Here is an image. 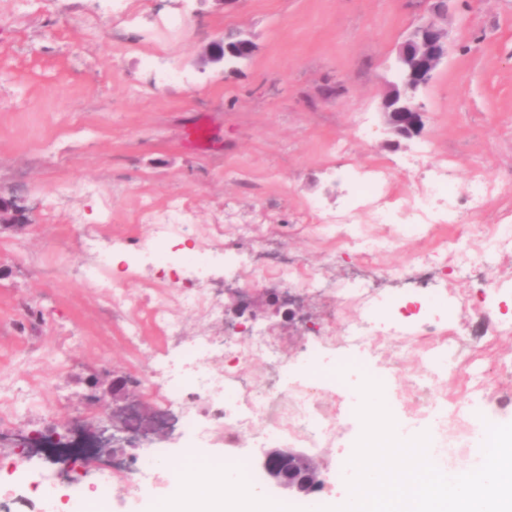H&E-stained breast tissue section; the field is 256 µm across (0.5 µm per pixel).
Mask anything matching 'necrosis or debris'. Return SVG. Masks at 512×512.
Instances as JSON below:
<instances>
[{
	"label": "necrosis or debris",
	"mask_w": 512,
	"mask_h": 512,
	"mask_svg": "<svg viewBox=\"0 0 512 512\" xmlns=\"http://www.w3.org/2000/svg\"><path fill=\"white\" fill-rule=\"evenodd\" d=\"M454 172L455 161L449 156L436 164L419 166L413 191L393 196L388 191V170L376 167L357 185L359 207L350 206L341 214L325 217L310 203L299 221L322 225L325 236L339 244L349 242L345 227L354 223L358 211L372 224L413 225L425 243L406 267L414 287L440 289L451 305L463 308L469 302L467 292L449 287L441 280V273L456 267L481 275L490 259L512 252V227L482 230L481 253L472 255L468 242L455 236L454 227L465 215L477 213L500 196L507 184L485 168L476 167L470 172L469 192L458 195L452 190ZM193 213L191 202L173 198L162 206L143 204L138 219L150 224L159 247H166L174 234L189 229L204 250L222 249L224 226L233 222V212L225 211L223 222L207 227L194 223ZM391 245L388 238L365 239L355 272L339 281L324 269L308 268L297 255L277 249L262 234L260 225L247 224L237 240L238 259L222 282H213L206 267L199 266L192 273L195 287H179L177 275L166 274L160 284L140 291L117 287L103 267L94 286L106 298L113 318L121 321V341L129 349L137 351L144 344L143 325L137 318L143 311L163 344L180 347L178 359L162 360L137 377L161 414L178 411L201 440L212 429H219L228 448L237 447L248 434L263 443L282 439L292 448H321L336 436L334 421L314 388L306 381L288 378V347L275 330L244 317L225 318L228 290L247 282L269 283L287 297L318 295L365 311V318L348 325L342 340L326 338L323 346L332 348L340 343L351 353L379 357L384 348L409 345L410 358L397 359L395 365L401 371L408 370L413 361L421 367L410 406L411 424L430 423L432 455L438 463H452L460 449L476 443L477 427L466 414L449 407L436 386L450 375L469 393L477 391L480 383L467 371L470 360L461 353L459 332L450 316L423 307L417 300L382 295L378 283L389 275L382 258ZM190 317L219 323L222 335L186 336L184 322ZM254 360L260 363L256 372L248 368ZM111 439L112 425L104 420L93 434L73 427L45 438L39 448L44 459L33 482V493H26L20 485L0 486V512H61L50 499L63 477L56 469L63 455L80 459L85 477L93 483L117 482L125 486L128 496L140 498L161 476L143 463L137 440L125 443L116 461L100 462L98 444Z\"/></svg>",
	"instance_id": "4bbe7bcc"
}]
</instances>
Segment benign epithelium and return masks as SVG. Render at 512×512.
Returning a JSON list of instances; mask_svg holds the SVG:
<instances>
[{
	"label": "benign epithelium",
	"mask_w": 512,
	"mask_h": 512,
	"mask_svg": "<svg viewBox=\"0 0 512 512\" xmlns=\"http://www.w3.org/2000/svg\"><path fill=\"white\" fill-rule=\"evenodd\" d=\"M445 31L437 19H422L397 53L398 83L386 94L384 101L394 100L399 106L384 112L391 133L410 139L423 126L422 107L416 102L419 90L429 84L435 71L447 56ZM202 64H224V46L213 43L200 55ZM25 230L20 206L13 199L0 197V229ZM112 428L132 432L148 443L170 438L172 428L159 423L154 407L136 391V382L125 375L112 378ZM261 467L266 473L265 491L293 497L310 498L323 491L325 478L320 463L306 452L294 448H269L264 452Z\"/></svg>",
	"instance_id": "7a95c632"
}]
</instances>
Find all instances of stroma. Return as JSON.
I'll list each match as a JSON object with an SVG mask.
<instances>
[{
  "label": "stroma",
  "instance_id": "stroma-1",
  "mask_svg": "<svg viewBox=\"0 0 512 512\" xmlns=\"http://www.w3.org/2000/svg\"><path fill=\"white\" fill-rule=\"evenodd\" d=\"M436 0H0V197L23 198L25 232L0 233V385L45 380L46 399L62 395L55 420L12 416L32 434L64 430L75 418L105 416L111 398L89 404L83 380L39 367L41 351H65L76 365L122 372L129 353L92 288L94 255L84 232L96 230L106 253H123L120 285L146 288L170 260L123 251L144 201H197L194 221L213 223L232 205L237 224L263 231L309 266L324 260L320 229L297 223L306 202L326 214L345 209L342 175L388 166L395 190L410 186L401 161L422 146L458 156L455 187L465 192L473 166L512 182V0H446L448 58L421 91L424 128L396 139L382 101L395 81V53ZM236 30L255 50L234 67H200L201 48ZM206 128L197 141L193 132ZM348 151L335 153L337 139ZM77 208L82 221L47 216V202ZM354 233L392 237L383 262L403 267L422 242L401 224H356ZM448 284L475 303L459 329L477 350L471 371L481 390L439 384L449 402L478 407L487 422L512 423V338L482 352L478 283L448 270ZM336 439L314 449L326 480L320 498L337 506L346 486L359 423L348 394L326 383Z\"/></svg>",
  "mask_w": 512,
  "mask_h": 512
}]
</instances>
